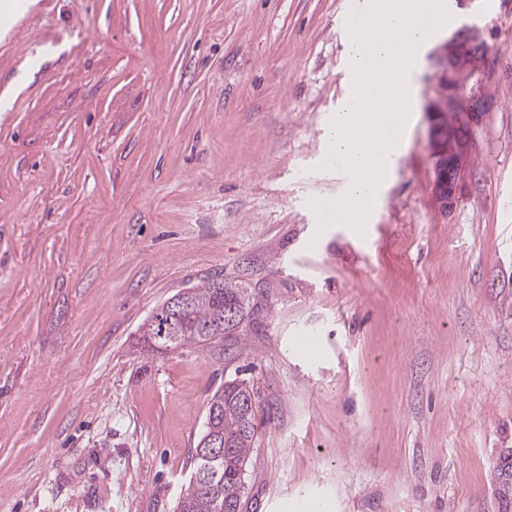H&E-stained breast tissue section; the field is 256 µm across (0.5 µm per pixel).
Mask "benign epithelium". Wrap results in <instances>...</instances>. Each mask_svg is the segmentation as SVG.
<instances>
[{
  "instance_id": "obj_1",
  "label": "benign epithelium",
  "mask_w": 512,
  "mask_h": 512,
  "mask_svg": "<svg viewBox=\"0 0 512 512\" xmlns=\"http://www.w3.org/2000/svg\"><path fill=\"white\" fill-rule=\"evenodd\" d=\"M486 47L481 31L471 26L452 36L439 51L442 67L437 79V97L430 106V139L434 150L435 200L444 209L453 205L468 162V143L461 129L479 122L481 112H463L461 96L465 79L481 71Z\"/></svg>"
}]
</instances>
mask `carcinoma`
<instances>
[{"label": "carcinoma", "mask_w": 512, "mask_h": 512, "mask_svg": "<svg viewBox=\"0 0 512 512\" xmlns=\"http://www.w3.org/2000/svg\"><path fill=\"white\" fill-rule=\"evenodd\" d=\"M191 304L176 311L162 303L145 325L143 335L160 348L193 347L224 360V340L243 336L252 322L248 289L224 277L187 288ZM216 430L224 439L223 454L207 459L195 451L192 475L177 503V512H242L246 466L255 448L253 389L243 380L229 378L209 400L204 432Z\"/></svg>", "instance_id": "carcinoma-1"}]
</instances>
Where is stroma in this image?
Masks as SVG:
<instances>
[{
    "label": "stroma",
    "instance_id": "35a3bbf8",
    "mask_svg": "<svg viewBox=\"0 0 512 512\" xmlns=\"http://www.w3.org/2000/svg\"><path fill=\"white\" fill-rule=\"evenodd\" d=\"M448 2L487 47L462 187L433 203L432 46L359 233L310 205L346 179V0H27L0 38V512H173L231 376L243 512H512V0ZM215 275L256 304L223 361L145 342Z\"/></svg>",
    "mask_w": 512,
    "mask_h": 512
}]
</instances>
